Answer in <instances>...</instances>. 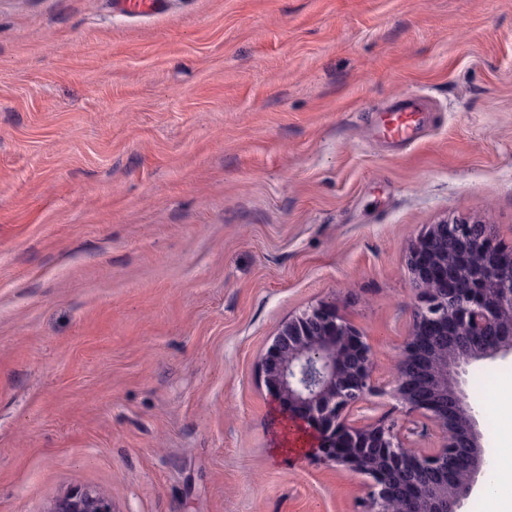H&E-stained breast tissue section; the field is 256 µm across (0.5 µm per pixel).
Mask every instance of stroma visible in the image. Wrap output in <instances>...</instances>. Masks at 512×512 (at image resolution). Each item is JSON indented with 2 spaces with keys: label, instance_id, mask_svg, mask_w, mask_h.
Here are the masks:
<instances>
[{
  "label": "stroma",
  "instance_id": "obj_1",
  "mask_svg": "<svg viewBox=\"0 0 512 512\" xmlns=\"http://www.w3.org/2000/svg\"><path fill=\"white\" fill-rule=\"evenodd\" d=\"M433 111L376 133L394 97ZM512 249V0H0V512H360L258 375L320 301L390 380L431 225ZM469 388L512 450V360ZM166 0H113L115 10L130 14H158L161 13ZM386 112L398 117L396 122L382 127V137L400 144H414L426 113L421 101L413 96L401 95L391 101ZM50 512H114L112 500L100 492L80 488L66 492L53 504Z\"/></svg>",
  "mask_w": 512,
  "mask_h": 512
}]
</instances>
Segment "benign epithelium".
<instances>
[{
	"label": "benign epithelium",
	"mask_w": 512,
	"mask_h": 512,
	"mask_svg": "<svg viewBox=\"0 0 512 512\" xmlns=\"http://www.w3.org/2000/svg\"><path fill=\"white\" fill-rule=\"evenodd\" d=\"M416 307L395 363V387L374 375L372 349L352 322L322 302L284 323L260 358L280 420L295 427L297 455L371 479L365 512H461L488 487L483 432L465 390L466 370L512 358V250L494 227L465 220L432 225L408 248ZM391 394L438 434L412 447L401 429L365 415ZM50 512H114L112 500L80 488Z\"/></svg>",
	"instance_id": "7a95c632"
}]
</instances>
